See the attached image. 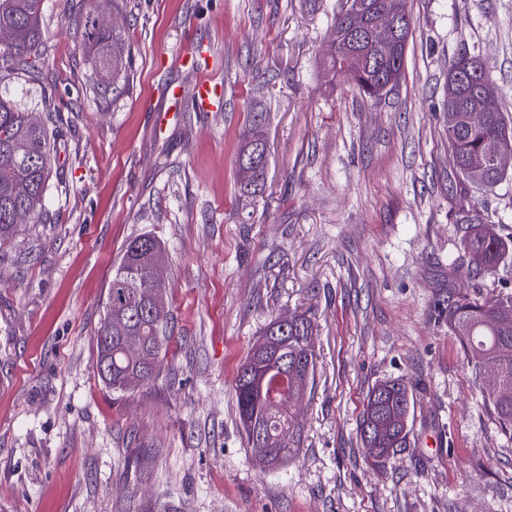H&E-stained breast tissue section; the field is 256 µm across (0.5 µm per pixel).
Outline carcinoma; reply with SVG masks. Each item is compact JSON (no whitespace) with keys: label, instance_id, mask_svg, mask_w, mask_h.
Instances as JSON below:
<instances>
[{"label":"carcinoma","instance_id":"carcinoma-1","mask_svg":"<svg viewBox=\"0 0 512 512\" xmlns=\"http://www.w3.org/2000/svg\"><path fill=\"white\" fill-rule=\"evenodd\" d=\"M74 19V34L94 62L93 85L108 94L126 78L131 52L122 35L96 23L94 0ZM353 16L340 8L333 24L336 38L327 45L324 68L331 80L350 82L370 101L397 87L405 68L411 23L403 0H360ZM400 11L397 37L380 46L365 36L372 12ZM11 38L0 43V83L35 71L46 56L43 0H0V30ZM479 59L463 48L448 74L461 75L454 107L447 112L448 151L461 185L491 191L508 178L485 156L487 142L509 132L512 120L487 112L473 126L469 114L478 99L468 84L480 79ZM266 113L252 112L235 156L236 183L250 192L263 179L267 161ZM54 146L44 124H33L20 102L0 95V246L14 238L20 220L42 224ZM464 225L460 253L448 263L466 268L470 288H448V332L463 350L484 406L512 443V293L484 283L488 276L512 267V237L500 234L491 216L472 206L461 212ZM165 262V250L151 236L130 241L113 266L105 313L96 334L97 374L116 393L138 390L156 379L169 339L166 285L153 281V270ZM315 321L305 313L287 312L271 319L236 371L232 385L239 422L251 456L276 467L288 458L298 427L300 406L313 379ZM413 396L400 379L375 384L367 393L360 420L362 443L374 458L385 459L406 447Z\"/></svg>","mask_w":512,"mask_h":512}]
</instances>
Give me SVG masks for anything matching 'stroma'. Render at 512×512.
I'll return each mask as SVG.
<instances>
[{
  "label": "stroma",
  "instance_id": "obj_1",
  "mask_svg": "<svg viewBox=\"0 0 512 512\" xmlns=\"http://www.w3.org/2000/svg\"><path fill=\"white\" fill-rule=\"evenodd\" d=\"M81 0H45L49 57L0 84L36 119L52 97L49 221L0 248V512H512V443L482 404L438 305L465 284L448 264L456 214L478 205L512 234V179L449 191L444 114L459 48L485 65L512 115V0H405V73L380 102L329 81L341 0H120L131 49L119 93L90 83L71 26ZM200 65L220 111L167 85ZM267 113L258 193L234 157L249 112ZM151 235L172 338L158 378L121 395L95 368L112 267ZM311 312L316 368L300 443L269 469L247 451L232 384L257 332ZM406 381L405 448L374 461L358 421L377 382Z\"/></svg>",
  "mask_w": 512,
  "mask_h": 512
}]
</instances>
